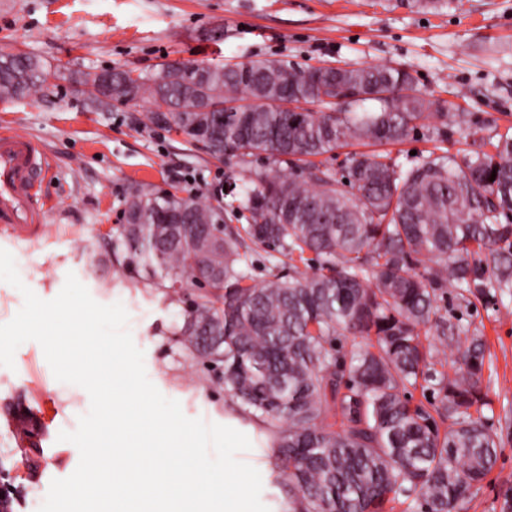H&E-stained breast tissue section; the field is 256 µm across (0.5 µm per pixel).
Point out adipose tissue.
<instances>
[{"mask_svg":"<svg viewBox=\"0 0 512 512\" xmlns=\"http://www.w3.org/2000/svg\"><path fill=\"white\" fill-rule=\"evenodd\" d=\"M78 308L58 305L51 315L69 343L66 354L95 396L102 413L93 451L102 464L83 480L82 492L97 512H251L253 488L266 479L276 448L265 423L224 407V446L229 453L216 469L192 452L190 430L173 412H159L139 389L132 363L114 346L91 344L74 323Z\"/></svg>","mask_w":512,"mask_h":512,"instance_id":"obj_1","label":"adipose tissue"}]
</instances>
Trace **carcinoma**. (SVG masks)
<instances>
[{
    "mask_svg": "<svg viewBox=\"0 0 512 512\" xmlns=\"http://www.w3.org/2000/svg\"><path fill=\"white\" fill-rule=\"evenodd\" d=\"M50 76L32 56L0 53V99L26 97ZM127 80L109 70L82 84L102 105ZM279 82L334 111H276ZM132 84L170 107L151 122L239 166L268 160L233 178L215 207L133 190L112 256L117 272L184 306L179 342L217 373L225 398L267 424L289 512H463L499 442L485 415L484 336L446 318L438 291L450 283L466 304L512 291V134L498 135L492 153L481 137L461 159L431 151L407 169L384 153H352L339 173L311 158L352 140L400 142L431 118L448 126L408 69L352 64L318 77L276 61L210 64L200 75L166 65ZM217 100L255 105L202 112ZM243 210L245 227L215 234ZM181 213L188 223L165 221ZM253 244L270 250L260 284L247 271ZM311 254L320 263L308 274L298 263ZM196 266L206 283L190 277ZM454 349L450 370H437ZM417 387L431 391L428 405L412 402Z\"/></svg>",
    "mask_w": 512,
    "mask_h": 512,
    "instance_id": "carcinoma-1",
    "label": "carcinoma"
}]
</instances>
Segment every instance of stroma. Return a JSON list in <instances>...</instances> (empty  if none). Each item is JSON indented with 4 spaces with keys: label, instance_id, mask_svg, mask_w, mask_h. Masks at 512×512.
I'll use <instances>...</instances> for the list:
<instances>
[{
    "label": "stroma",
    "instance_id": "stroma-1",
    "mask_svg": "<svg viewBox=\"0 0 512 512\" xmlns=\"http://www.w3.org/2000/svg\"><path fill=\"white\" fill-rule=\"evenodd\" d=\"M0 51L53 73L33 95L0 99V128L31 133L50 163L45 233H0V494L11 512H73L71 492L88 466L73 444L92 440L98 402L61 366L50 337L20 325L73 297L92 314L88 331L133 360L151 402L192 427L197 453L224 463V388L177 342L181 307L113 276L111 230L134 188L204 196L224 184L229 163L149 122L148 100L95 109L86 73L150 79L173 61L390 64L412 71L431 111L448 108L446 136L428 125L396 144L353 141L320 157L333 168L377 150L407 168L419 152L467 153L471 130L512 132V0L431 12L404 0H0ZM510 303L506 294L463 308L450 288L440 301L445 315L483 331L491 353L484 376L499 457L468 512H499L497 495L512 486V314L501 311Z\"/></svg>",
    "mask_w": 512,
    "mask_h": 512
}]
</instances>
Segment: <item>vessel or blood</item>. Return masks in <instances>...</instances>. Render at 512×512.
Instances as JSON below:
<instances>
[{"mask_svg": "<svg viewBox=\"0 0 512 512\" xmlns=\"http://www.w3.org/2000/svg\"><path fill=\"white\" fill-rule=\"evenodd\" d=\"M47 172L45 151L31 135L0 133V231L30 239L41 235L49 219L41 191Z\"/></svg>", "mask_w": 512, "mask_h": 512, "instance_id": "vessel-or-blood-1", "label": "vessel or blood"}]
</instances>
